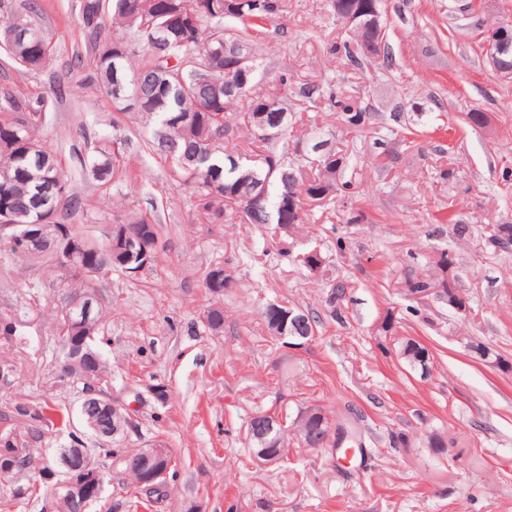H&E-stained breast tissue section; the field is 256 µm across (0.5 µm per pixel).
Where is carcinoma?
<instances>
[{"instance_id": "carcinoma-1", "label": "carcinoma", "mask_w": 512, "mask_h": 512, "mask_svg": "<svg viewBox=\"0 0 512 512\" xmlns=\"http://www.w3.org/2000/svg\"><path fill=\"white\" fill-rule=\"evenodd\" d=\"M295 0H77L81 43L93 59V81L112 97V85L120 82L122 95L137 101L134 108L115 105L120 114L147 134L149 150L168 162L166 176L172 186L189 190L194 213L204 224H222L237 216L249 224H280L288 216V227L305 223L307 207H323L340 189L350 187L342 180L349 167L348 152L326 140H316L315 129L293 134L288 111L303 105L313 112L322 107L341 114L347 129L362 132L376 121V114L359 97L318 81H299L287 66L277 71L274 90L268 91L254 79L263 60L266 38L285 33L284 21ZM330 10L343 18L344 10L356 8L362 15H381L380 0H330ZM44 9L40 0H0V49L12 68L35 75L56 56L58 45L43 29ZM367 32L358 25L348 27V38L330 43L329 53L340 56L354 70L371 61L393 64L386 40L367 53L362 42ZM47 97L38 92L22 93L0 86V225L12 224L10 234L0 239V253L22 264L41 263L58 269L53 243L59 229H68L80 240L84 251L71 261L65 273L66 300L56 313V333L61 346L73 341L83 347V358L65 369L67 379L84 384L87 377L103 379L107 365L96 348L100 325H84L70 302L95 297V283L108 272L129 268V256L108 243L93 240L74 224L61 218L83 209L78 193L60 168L57 159L42 145L40 132L47 122ZM245 132L246 153H224V141ZM292 138L294 153L317 154L313 165L288 159L279 144ZM122 141L103 140L84 164L97 186L108 189L125 173ZM40 225L37 240L27 238V225ZM122 226L143 238L153 252L147 269L158 263L159 225L144 218L127 217ZM484 247L505 251L512 247V224H496L485 234ZM454 262L443 252L431 261L432 272L408 279L410 293L425 292L448 277L449 306L466 304L450 271ZM232 277L220 263L205 273L204 286L215 297L231 287ZM347 285H333L329 298L330 316L343 319L336 300ZM298 313L303 323L296 335L314 336L318 320L308 311ZM428 349L413 338L400 342L397 355L413 371L430 373ZM15 412L29 421L46 422L44 410L18 403ZM273 454L284 452L287 434L279 424L267 438ZM110 464L140 482L132 466L133 454L110 445L89 448ZM40 450L20 448L16 434H0V458H10L14 473L29 468ZM0 495L6 502L33 500L46 494L42 512H89L95 499L82 503L74 496H55L57 471L42 464L25 485L11 483Z\"/></svg>"}]
</instances>
